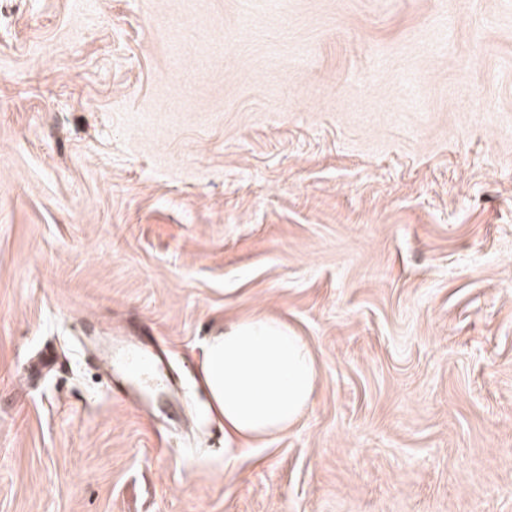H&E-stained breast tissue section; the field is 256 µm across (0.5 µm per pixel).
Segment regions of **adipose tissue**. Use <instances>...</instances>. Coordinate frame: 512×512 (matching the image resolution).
I'll return each instance as SVG.
<instances>
[{
  "label": "adipose tissue",
  "instance_id": "1",
  "mask_svg": "<svg viewBox=\"0 0 512 512\" xmlns=\"http://www.w3.org/2000/svg\"><path fill=\"white\" fill-rule=\"evenodd\" d=\"M201 375L224 423L225 440L242 452L295 426L316 391L308 342L285 321L264 313L208 337Z\"/></svg>",
  "mask_w": 512,
  "mask_h": 512
}]
</instances>
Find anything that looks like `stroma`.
I'll return each mask as SVG.
<instances>
[{
    "label": "stroma",
    "instance_id": "35a3bbf8",
    "mask_svg": "<svg viewBox=\"0 0 512 512\" xmlns=\"http://www.w3.org/2000/svg\"><path fill=\"white\" fill-rule=\"evenodd\" d=\"M262 312L316 393L229 453ZM0 512H512V0H0ZM202 382L239 452L285 433L310 407L317 371L308 342L285 321L255 313L209 336Z\"/></svg>",
    "mask_w": 512,
    "mask_h": 512
}]
</instances>
